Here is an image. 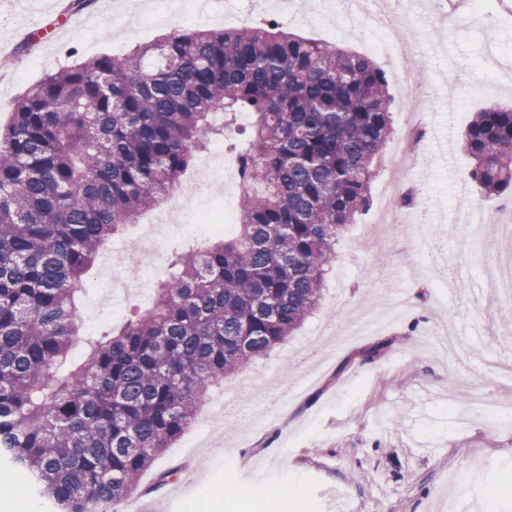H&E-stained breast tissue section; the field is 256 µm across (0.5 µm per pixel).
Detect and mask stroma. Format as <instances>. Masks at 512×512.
<instances>
[{"label": "stroma", "instance_id": "35a3bbf8", "mask_svg": "<svg viewBox=\"0 0 512 512\" xmlns=\"http://www.w3.org/2000/svg\"><path fill=\"white\" fill-rule=\"evenodd\" d=\"M390 26L362 21L340 32L308 22L302 0L281 22L288 31L337 43L373 57L371 46H414L425 70L422 88H434L420 124L417 165L402 173L401 191L420 205L403 208L395 244L377 250L362 225L377 223L371 209L349 225L318 310L269 357L225 380L224 401L213 413L220 432L193 441L184 434L142 477L139 512H512V430L492 427L481 410L448 400L456 382L467 397L512 402V309L484 308L483 258L462 259L459 288L435 301L439 278L391 280L398 267L459 253L466 223L459 195L483 210V239L498 245L502 201L485 198L471 181L461 140L473 114L512 106V0H373ZM67 0H0V126L13 100L46 74L104 53L128 52L172 29L240 26L250 0H238V18L225 21L221 0L208 10L151 4L152 26L128 34L113 0H95L73 12ZM22 61H14L19 45ZM398 313V321L367 336L350 337L353 318L368 308ZM374 358L362 353L374 344ZM325 354L319 381L279 402L309 371L303 354ZM177 478L158 485L160 471ZM24 479L0 465V512H53L27 494Z\"/></svg>", "mask_w": 512, "mask_h": 512}]
</instances>
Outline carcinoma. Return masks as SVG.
<instances>
[{"instance_id": "obj_1", "label": "carcinoma", "mask_w": 512, "mask_h": 512, "mask_svg": "<svg viewBox=\"0 0 512 512\" xmlns=\"http://www.w3.org/2000/svg\"><path fill=\"white\" fill-rule=\"evenodd\" d=\"M392 111L376 63L272 19L174 29L19 94L0 128V457L58 512L138 492L213 387L318 309L344 229L371 210ZM220 137L240 184L257 187L234 234L175 255L153 306L58 375L99 249ZM463 149L483 195L512 198V108L473 113Z\"/></svg>"}]
</instances>
